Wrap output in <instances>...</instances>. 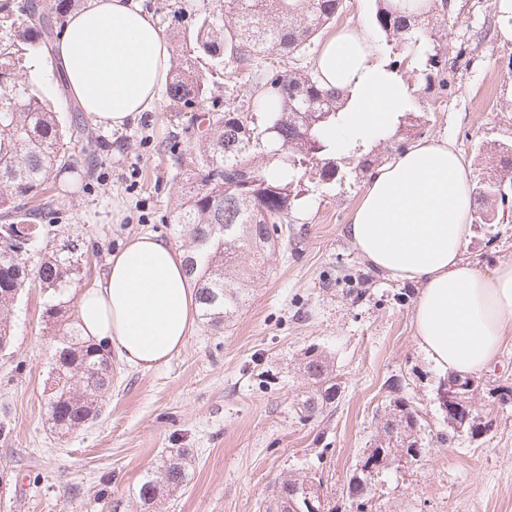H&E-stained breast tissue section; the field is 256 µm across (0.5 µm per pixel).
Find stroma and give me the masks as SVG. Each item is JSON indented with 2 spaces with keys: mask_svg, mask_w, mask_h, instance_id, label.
<instances>
[{
  "mask_svg": "<svg viewBox=\"0 0 512 512\" xmlns=\"http://www.w3.org/2000/svg\"><path fill=\"white\" fill-rule=\"evenodd\" d=\"M172 53L191 26L190 10L211 0H141ZM450 92L414 78L424 52L401 71L411 80L412 107L427 111L428 137H445L473 176L496 170L499 148L512 145V42L500 34L494 0H448ZM212 97L224 109L249 94L233 74L216 76L199 58ZM31 84L50 100L62 124L81 110L70 100L51 57ZM94 142L75 148L53 172V195L66 207L35 241L31 265L46 245L71 244L82 254L80 286L88 288L130 237L151 232L184 247L170 222L188 192L181 156L202 144L188 112L159 98L125 129L92 127ZM343 180L310 187L291 213L288 247L273 252L250 299L222 332L199 323L162 367L112 362V383L98 396L100 414L69 434L57 433L43 395L52 330L43 299L29 288L11 308L13 338L0 350V473L8 487L0 512H137L146 473L177 453H190L189 479L164 494L161 512H265L275 480L321 470L328 501L348 506V478L377 432L373 418L394 395L420 411L419 462L385 472L372 512H512V403L497 407L495 425L474 437L438 441L448 429L435 394L445 376L420 352L412 313L420 289L372 268L345 233L364 189L358 155H339ZM468 258L483 271L512 260V209L496 224H474ZM330 353L341 381L336 407L300 420L302 381L295 361L309 345Z\"/></svg>",
  "mask_w": 512,
  "mask_h": 512,
  "instance_id": "1",
  "label": "stroma"
}]
</instances>
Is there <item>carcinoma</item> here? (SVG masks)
Segmentation results:
<instances>
[{
	"instance_id": "obj_1",
	"label": "carcinoma",
	"mask_w": 512,
	"mask_h": 512,
	"mask_svg": "<svg viewBox=\"0 0 512 512\" xmlns=\"http://www.w3.org/2000/svg\"><path fill=\"white\" fill-rule=\"evenodd\" d=\"M76 0H0V349L10 343V308L23 290L37 286L47 297L44 317L58 336L52 362L53 381L46 397L52 427L68 433L98 414L97 397L110 383L111 369L99 349L79 338L64 319L61 297L75 285L72 275L78 258L62 248L33 267L28 262L30 241L14 239L18 224L41 225L36 216L59 211L57 198L45 196L53 171L70 164L71 150L91 140L86 125L76 120L63 128L52 104L19 75L21 51L52 49L51 22L73 9ZM344 0H218L204 12L190 32L188 45L166 86L169 104L181 109H203L210 93L206 78L196 69L194 54L202 52L224 64L231 73L254 80V91L238 105L207 112L206 138L197 165L193 189L174 209L173 223L189 241L186 268L199 300L202 319L219 331L233 317L251 283L265 266L276 244L288 245L284 225L301 195L302 183H320L343 177L336 162L339 149L327 132L342 122L341 94L322 88L314 70L281 71L270 63L274 56L303 55L315 38L336 23ZM438 17L406 14L393 0H376L375 23L393 50L427 45L420 75L426 87L451 86L442 77L447 69L448 45L429 31ZM281 111L267 112L266 127L253 125V114L266 112L270 98ZM500 170L478 179L472 188L478 201V219L489 224L495 212L483 208L493 200L506 205L512 189V148L500 150ZM266 155L276 173L256 164ZM308 390L297 403V415L307 420L338 401L340 383L332 358L316 346L301 353L297 363ZM509 386L487 390L481 412L488 417L495 405L507 402ZM379 444L363 454L348 480V496L358 488L376 487L385 469L372 465L381 456L394 460L415 458L423 446L422 418L403 396L376 411ZM186 451L146 475L138 488L140 512H156L160 493L188 480ZM324 494L316 472L290 474L274 485L268 512L300 502L306 493Z\"/></svg>"
}]
</instances>
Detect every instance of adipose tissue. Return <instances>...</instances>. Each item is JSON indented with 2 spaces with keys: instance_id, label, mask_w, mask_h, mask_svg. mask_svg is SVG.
Masks as SVG:
<instances>
[{
  "instance_id": "adipose-tissue-1",
  "label": "adipose tissue",
  "mask_w": 512,
  "mask_h": 512,
  "mask_svg": "<svg viewBox=\"0 0 512 512\" xmlns=\"http://www.w3.org/2000/svg\"><path fill=\"white\" fill-rule=\"evenodd\" d=\"M70 97L95 123L120 129L154 107L171 67L168 41L136 0H86L55 43ZM324 88L345 92L339 136L391 128L411 102L367 24L330 37L314 63ZM471 170L445 139L411 145L372 171L345 232L374 269L418 283L415 339L427 361L482 373L512 333V261L489 273L465 257L474 218ZM185 252L151 233L128 239L75 303L84 340L129 366H162L197 328Z\"/></svg>"
}]
</instances>
